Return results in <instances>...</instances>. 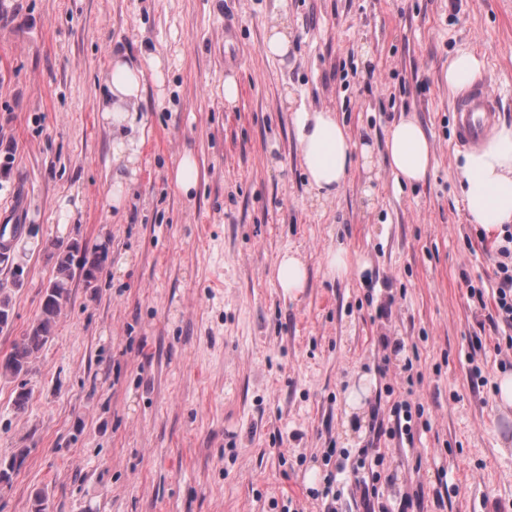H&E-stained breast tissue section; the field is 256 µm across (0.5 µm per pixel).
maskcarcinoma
Listing matches in <instances>:
<instances>
[{"mask_svg":"<svg viewBox=\"0 0 512 512\" xmlns=\"http://www.w3.org/2000/svg\"><path fill=\"white\" fill-rule=\"evenodd\" d=\"M44 251L53 264V276L48 282L50 298L41 304L35 322L12 343L9 353L0 358V379L16 381L30 373L33 363L54 336L62 308L71 301L75 275H91L96 280L102 268L99 256L63 240L47 242Z\"/></svg>","mask_w":512,"mask_h":512,"instance_id":"1","label":"carcinoma"}]
</instances>
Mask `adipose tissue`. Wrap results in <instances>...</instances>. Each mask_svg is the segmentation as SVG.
<instances>
[{
    "mask_svg": "<svg viewBox=\"0 0 512 512\" xmlns=\"http://www.w3.org/2000/svg\"><path fill=\"white\" fill-rule=\"evenodd\" d=\"M159 57L145 58L137 64L125 56L112 57L107 76V92L99 103L103 121L114 128L110 198L122 205L145 142V130L135 120L142 98L145 70H159ZM295 139L311 189L317 197H336L352 170L356 157H369V147H357L346 126L335 112L327 109L296 108L292 114ZM435 160L434 148L419 120L401 117L388 128L384 164L396 181L409 184L426 179ZM456 174L460 181L462 203L471 223L493 232L512 224V124L501 125L481 148L458 155Z\"/></svg>",
    "mask_w": 512,
    "mask_h": 512,
    "instance_id": "ef3b65f1",
    "label": "adipose tissue"
}]
</instances>
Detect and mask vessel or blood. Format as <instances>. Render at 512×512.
I'll use <instances>...</instances> for the list:
<instances>
[{
  "label": "vessel or blood",
  "instance_id": "b4317fda",
  "mask_svg": "<svg viewBox=\"0 0 512 512\" xmlns=\"http://www.w3.org/2000/svg\"><path fill=\"white\" fill-rule=\"evenodd\" d=\"M453 110L456 115L457 141L460 147L480 145L498 119L500 99L489 86L471 83L456 97Z\"/></svg>",
  "mask_w": 512,
  "mask_h": 512
}]
</instances>
